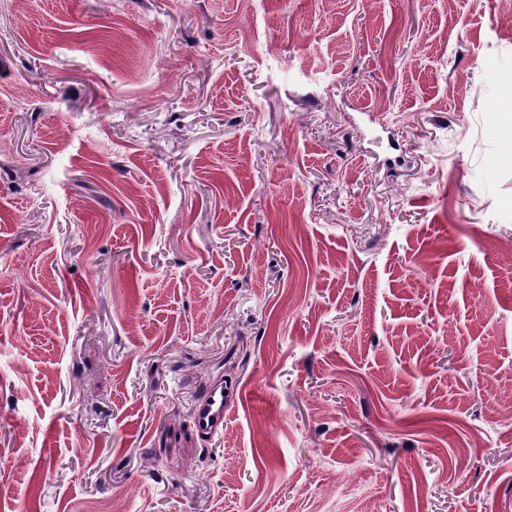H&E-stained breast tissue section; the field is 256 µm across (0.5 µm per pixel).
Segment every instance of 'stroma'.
I'll return each mask as SVG.
<instances>
[{"label":"stroma","mask_w":512,"mask_h":512,"mask_svg":"<svg viewBox=\"0 0 512 512\" xmlns=\"http://www.w3.org/2000/svg\"><path fill=\"white\" fill-rule=\"evenodd\" d=\"M509 395L512 0H0V512H512ZM233 388L218 379L194 397L193 426L202 437H214L224 431V415L231 404Z\"/></svg>","instance_id":"1"}]
</instances>
